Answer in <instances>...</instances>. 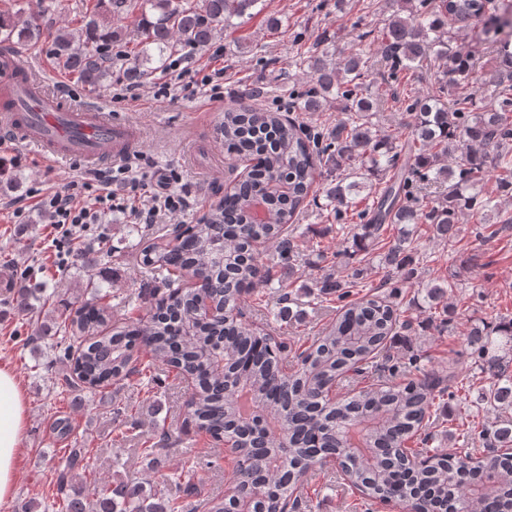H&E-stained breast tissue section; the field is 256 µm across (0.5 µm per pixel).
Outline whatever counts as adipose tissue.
<instances>
[{
	"instance_id": "1",
	"label": "adipose tissue",
	"mask_w": 512,
	"mask_h": 512,
	"mask_svg": "<svg viewBox=\"0 0 512 512\" xmlns=\"http://www.w3.org/2000/svg\"><path fill=\"white\" fill-rule=\"evenodd\" d=\"M28 405L17 376L0 367V504L15 496L17 460L22 452Z\"/></svg>"
}]
</instances>
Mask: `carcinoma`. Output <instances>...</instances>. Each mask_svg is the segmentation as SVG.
<instances>
[{
	"label": "carcinoma",
	"instance_id": "cac0c4a2",
	"mask_svg": "<svg viewBox=\"0 0 512 512\" xmlns=\"http://www.w3.org/2000/svg\"><path fill=\"white\" fill-rule=\"evenodd\" d=\"M262 0H94L80 25L51 34L60 68L85 86L112 77V62L95 46L126 36L112 18L139 11L134 19L135 48L125 51L122 74L141 82L187 46L205 47L222 30L234 32ZM405 14L358 35L343 67L327 54L302 59L311 85L289 99L288 109L316 111L334 96L345 112L331 130L289 119L274 107L229 108L219 135L226 150L252 162L247 178L194 224H178L181 241L172 248L149 243L137 264L163 287L152 314L112 325L102 303L103 285L88 282L74 309L61 321L43 325L35 342L53 334V358L62 391L95 393L112 380L138 377L146 387L159 367L195 381L190 420L213 439L232 437L237 462L230 491L207 502V512H285L299 507L294 493L306 472L334 457L351 469L349 483L372 501H394L406 512H512V317L473 325L465 342L466 368L486 375L488 385L473 403L498 412L486 425L473 421L461 431L462 447L430 448L421 431L439 419L441 401L468 403L453 383L459 371L448 369V384L427 369L424 352L391 355L387 341L401 330L415 332L402 318L397 299L406 290L423 295L429 319L451 322L448 295L454 283L427 284L417 279L407 248L418 225L448 246L457 237L460 213L477 209L483 224L475 238H487L489 224L512 229V216L500 211V197L512 198V32L506 37L483 32L484 53L498 60L490 77L481 75L476 54L453 44L452 26L497 18L512 27V0H402ZM37 19L19 24L0 13V45L36 39ZM437 64L435 82L423 94L394 92L402 120L379 133L373 118L382 109L371 91L376 66L387 69L386 82L398 88L415 69ZM460 89L447 105L448 87ZM336 172V182L322 189L320 209L345 231L352 227L363 251L384 241L391 227L397 239L381 254L386 281L359 297L364 269L351 279L324 277L316 287L336 295V319L286 369L282 343L260 336L241 320V300L269 274H259L256 246L271 243L281 261L294 265L298 239L288 225L322 171ZM380 175V185L365 176ZM262 198L266 217L253 211ZM211 290L216 313L197 311V293ZM49 299L47 283H22L14 306L33 311ZM282 310L258 307L266 317L290 320L289 292L280 291ZM88 339L74 347L71 338ZM353 370L359 376L389 373L347 399L329 397L336 381ZM420 437L422 448L406 443ZM88 458L72 448L58 471L61 494L57 512H181L177 497L142 483H95L85 493L78 486Z\"/></svg>",
	"mask_w": 512,
	"mask_h": 512
}]
</instances>
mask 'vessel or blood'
Segmentation results:
<instances>
[{
    "instance_id": "1",
    "label": "vessel or blood",
    "mask_w": 512,
    "mask_h": 512,
    "mask_svg": "<svg viewBox=\"0 0 512 512\" xmlns=\"http://www.w3.org/2000/svg\"><path fill=\"white\" fill-rule=\"evenodd\" d=\"M12 50L0 51V72L13 104L0 110V134L33 145L49 164L81 158L94 165L105 158L128 154L137 133L134 128L113 123L108 112L90 102L63 103L58 95L46 93Z\"/></svg>"
}]
</instances>
